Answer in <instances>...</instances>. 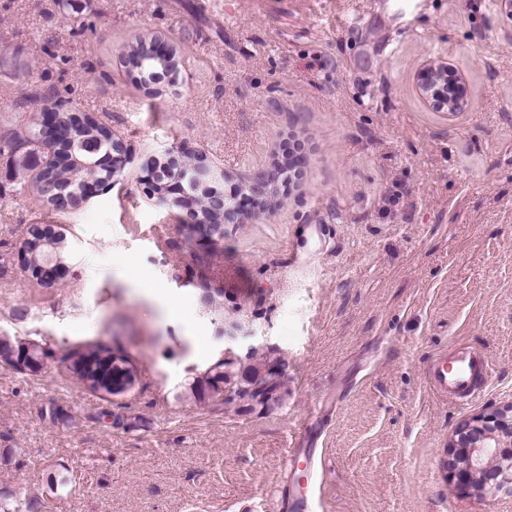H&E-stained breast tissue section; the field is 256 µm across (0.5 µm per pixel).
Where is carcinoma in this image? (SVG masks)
Wrapping results in <instances>:
<instances>
[{
    "mask_svg": "<svg viewBox=\"0 0 512 512\" xmlns=\"http://www.w3.org/2000/svg\"><path fill=\"white\" fill-rule=\"evenodd\" d=\"M124 63L143 77H152L179 67L175 54L156 59L144 55L141 39L128 45L123 54ZM25 135L11 133L0 135V156H8L15 170L26 171L37 162L43 152V143L36 136L41 112H24ZM112 144V130L96 117L87 115L78 129L73 151L80 155L101 154ZM85 170L69 162V152L59 151V163L54 169L57 184L75 191L84 178ZM30 258L41 261L47 254H58L64 258L71 255V249L64 235L42 240L34 234L22 242ZM46 355L44 348L33 342H26L16 336H0V362L20 372L38 375L42 371L40 358ZM68 370L72 376L90 391L101 396L112 393V381L127 378L136 373L135 367L124 352L107 344H98L88 351L77 350L67 357ZM285 363L279 360L265 361L246 368H237L233 363L221 361L193 378L183 397L197 402H220L230 405L237 402L256 403L268 409L283 405L286 392L281 377Z\"/></svg>",
    "mask_w": 512,
    "mask_h": 512,
    "instance_id": "cac0c4a2",
    "label": "carcinoma"
}]
</instances>
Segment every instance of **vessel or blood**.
Here are the masks:
<instances>
[{
    "instance_id": "1",
    "label": "vessel or blood",
    "mask_w": 512,
    "mask_h": 512,
    "mask_svg": "<svg viewBox=\"0 0 512 512\" xmlns=\"http://www.w3.org/2000/svg\"><path fill=\"white\" fill-rule=\"evenodd\" d=\"M489 368L486 356L478 351L456 352L451 357H439L429 369V383L439 394L462 399L477 397Z\"/></svg>"
}]
</instances>
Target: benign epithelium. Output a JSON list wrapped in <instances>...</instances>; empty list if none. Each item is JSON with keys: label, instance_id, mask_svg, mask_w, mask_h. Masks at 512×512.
I'll return each mask as SVG.
<instances>
[{"label": "benign epithelium", "instance_id": "benign-epithelium-1", "mask_svg": "<svg viewBox=\"0 0 512 512\" xmlns=\"http://www.w3.org/2000/svg\"><path fill=\"white\" fill-rule=\"evenodd\" d=\"M453 67L446 62L429 61L421 67L418 90L424 101L440 112L456 111L464 97L465 86L451 78ZM41 135L46 141L47 159L41 162L36 176L51 172L55 154L60 146L72 139L71 127L60 121L51 107L41 119ZM126 163V150L120 141H113L112 149L83 162L95 173L105 170L115 176ZM307 164L305 157L294 155L288 161L276 164L255 184L229 194L221 192L227 174L224 169L207 161L199 154L179 152L151 169L153 198L169 208L182 210L191 217L189 224L209 223V215L218 213L224 224H241L245 215L241 199L251 194L273 193L293 182L294 174ZM102 189L108 185L93 175L84 180L80 192L71 198L59 200L69 209L88 200L87 187ZM66 266L59 258L36 264L32 274L40 284L56 283L57 271ZM448 472H461L467 488L483 497L501 492L512 494V402L505 403L490 413H479L460 423L448 439Z\"/></svg>", "mask_w": 512, "mask_h": 512}]
</instances>
